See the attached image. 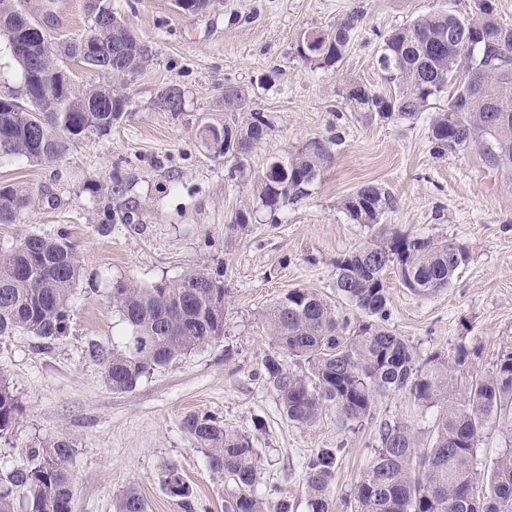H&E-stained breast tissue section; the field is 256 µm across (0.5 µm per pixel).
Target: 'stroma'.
<instances>
[{"label":"stroma","mask_w":512,"mask_h":512,"mask_svg":"<svg viewBox=\"0 0 512 512\" xmlns=\"http://www.w3.org/2000/svg\"><path fill=\"white\" fill-rule=\"evenodd\" d=\"M115 3L154 52L123 87L130 98L125 117L108 135L75 142L60 161L0 162V187L44 192L17 223L0 224V247L63 231L83 268L63 336L45 348L23 333L0 336V373L21 406L11 433L0 438V473L63 435L75 448L72 512H113L132 484L149 512H183L158 481L169 463L192 486L195 512H224V481L182 426L187 414L206 413L251 435L263 489L287 495L294 512H307L306 461L317 449H339L334 494L344 502L384 423L404 418L425 430L434 413L399 392L354 432L340 429L330 410L311 427L288 422L261 373L269 348L264 315L293 288L333 296L337 259L382 230L429 234L466 247L469 262L448 288L428 297L389 276L390 328L422 358H449L466 346L474 374L490 371L512 349V170L489 168L474 150L440 151L429 134L431 111L413 121L382 119L356 111L347 98L356 83L392 92L377 64L390 31L435 10L470 12L474 0H214L202 13L179 11L173 0ZM25 6L57 49L91 23L85 0ZM354 12L360 21L340 66L319 69L297 55L301 32L329 31ZM169 85L184 93L182 112L155 105ZM228 87L241 94L244 111L262 113L270 124L267 137L237 159L217 155L199 135L203 125L223 123ZM315 139L329 143L331 158L308 195L274 216L256 206L254 180L267 163ZM115 175L126 185L123 195L104 197L86 186ZM368 183L394 200L374 226L352 223L339 208ZM249 204L253 224L241 235L230 225ZM107 207L114 223L102 234L97 225ZM198 269L227 290L223 337L153 371L133 390H112L88 348L111 347L126 332L110 301L113 282L149 285ZM511 444L512 430L501 424L483 437L477 492H485L493 460Z\"/></svg>","instance_id":"obj_1"}]
</instances>
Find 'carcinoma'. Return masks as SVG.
I'll return each instance as SVG.
<instances>
[{
  "label": "carcinoma",
  "mask_w": 512,
  "mask_h": 512,
  "mask_svg": "<svg viewBox=\"0 0 512 512\" xmlns=\"http://www.w3.org/2000/svg\"><path fill=\"white\" fill-rule=\"evenodd\" d=\"M109 18L92 20L88 29L64 46L68 50L90 40L102 59L103 80L87 88L59 91L58 52L39 63L35 92L23 93L29 106L17 102L0 112V160L23 156L35 163L61 159L71 142L103 136L128 111L129 98L112 86L142 70L153 57L151 46L128 40V29L110 0H101ZM494 0H474L470 13L455 18L446 10L420 15L393 29L383 40L378 62L394 92L385 95L367 87L348 95L353 107L381 118L414 119L434 98L448 90L469 99L463 112L446 106L434 113L432 140L451 152L476 150L493 169L512 166V39L505 42L488 20ZM17 26L31 22L22 0H0V20ZM359 16L336 23L330 37L302 60L318 68L339 64L350 46ZM477 29L478 42L448 40L457 23ZM128 44L123 58L112 48ZM470 71L467 84L454 75ZM184 98L171 85L157 95V106L173 112L170 94ZM269 125L251 112L224 125H207L204 143L216 153H247L267 136ZM329 154L320 140L310 141L290 157L274 159L254 185V195L276 214L308 194ZM39 202L29 186L0 188V224H14ZM393 206L391 196L365 184L340 201L355 224L375 225ZM470 252L446 238L385 233L336 260L334 288L344 309L316 291L295 288L276 300L265 315L270 350L261 367L288 421L311 427L332 409L345 431H353L372 415L379 402L405 392L413 404L437 410L430 430L405 420L385 423L379 448L355 485L357 512H512V450L503 453L490 472L488 491L474 494L475 448L498 421L512 423V351L501 355L488 373L471 378L463 398L452 393L457 367H466L472 353L458 347L453 360L438 354L419 360L412 346L390 330L387 277L398 276L418 296L448 287L468 264ZM81 277L67 236L32 234L16 245L0 247V336L24 332L47 345L63 336L73 309L71 297ZM112 307L122 317L126 334L112 347L93 345L88 355L102 366L115 391H128L151 372L179 356L201 350L224 335V281L193 272L170 281L142 286L130 279L112 284ZM303 366L295 371L288 361ZM21 408L9 386L0 382V437L8 434ZM196 444L205 449L210 469L231 487L224 512H294L280 499L270 508L257 492L258 449L250 436L225 427L208 414L190 413L182 421ZM336 448H320L303 467L308 512H340L334 496ZM72 441L55 437L30 452L29 459L0 475V512H18L14 493L27 491L25 512H72ZM162 488L193 512L192 491L175 464L159 476ZM113 512H147L138 488L128 487L113 503Z\"/></svg>",
  "instance_id": "cac0c4a2"
}]
</instances>
